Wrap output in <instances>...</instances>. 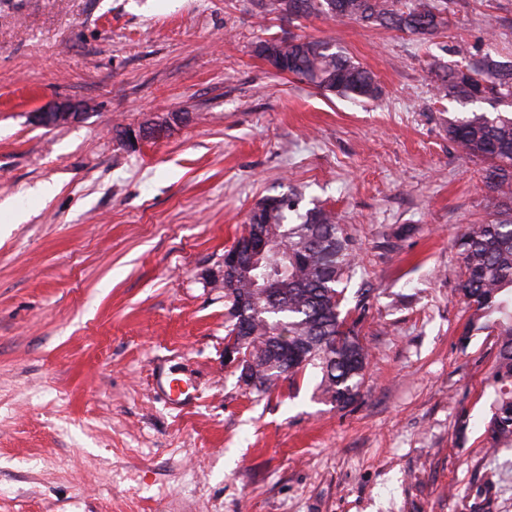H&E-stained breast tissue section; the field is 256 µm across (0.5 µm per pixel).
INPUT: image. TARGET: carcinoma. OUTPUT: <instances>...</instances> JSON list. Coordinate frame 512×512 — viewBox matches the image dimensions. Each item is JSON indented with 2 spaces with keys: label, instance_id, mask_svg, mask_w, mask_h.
Instances as JSON below:
<instances>
[{
  "label": "carcinoma",
  "instance_id": "carcinoma-1",
  "mask_svg": "<svg viewBox=\"0 0 512 512\" xmlns=\"http://www.w3.org/2000/svg\"><path fill=\"white\" fill-rule=\"evenodd\" d=\"M262 13L288 19L324 16L380 25L414 36L436 33L446 24L434 0H255ZM275 50L291 59L292 74L325 94L350 100L374 99L378 85L373 73L332 51L329 43L296 37L275 40ZM438 92L475 102L502 89L512 93V62L484 56L465 69H437ZM448 137L468 157L489 163L485 185L494 193L489 205L493 219L468 224L459 238L464 279L459 291L467 305L493 317L498 356L494 379L499 384L494 412L487 426L491 443L512 445V113L494 116L473 111L448 120ZM294 192L267 197L257 204L245 225L276 224L259 274L273 272L285 283L276 302L255 298L251 324L243 340L260 379L255 388L265 394L280 380H294L308 367L321 372L320 387L338 408L357 398L368 367V352L360 336L366 306L357 303L359 317L342 314L357 249L336 216L319 207L300 212ZM288 333V362L274 355L280 332Z\"/></svg>",
  "mask_w": 512,
  "mask_h": 512
}]
</instances>
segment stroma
<instances>
[{
  "label": "stroma",
  "instance_id": "35a3bbf8",
  "mask_svg": "<svg viewBox=\"0 0 512 512\" xmlns=\"http://www.w3.org/2000/svg\"><path fill=\"white\" fill-rule=\"evenodd\" d=\"M447 3L423 40L253 0H0V512H512L496 331L458 291L486 164L447 132L512 95L443 98L431 70L512 61V0ZM288 36L378 97L270 70L256 45ZM64 102L82 117L35 121ZM291 190L360 255L342 309L364 294L369 366L343 409L318 369L257 394L224 357V253Z\"/></svg>",
  "mask_w": 512,
  "mask_h": 512
}]
</instances>
